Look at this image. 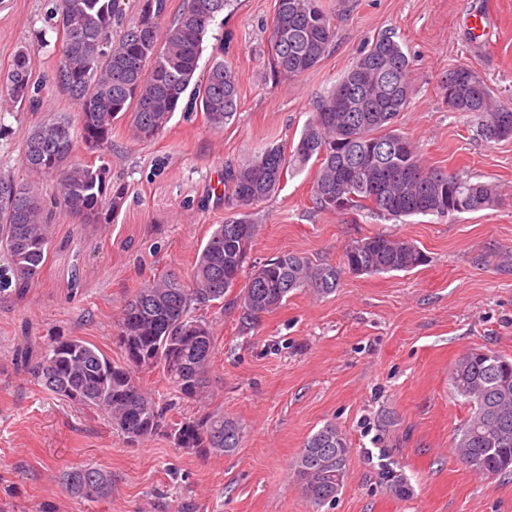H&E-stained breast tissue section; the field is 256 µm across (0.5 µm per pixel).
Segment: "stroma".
<instances>
[{"label": "stroma", "mask_w": 512, "mask_h": 512, "mask_svg": "<svg viewBox=\"0 0 512 512\" xmlns=\"http://www.w3.org/2000/svg\"><path fill=\"white\" fill-rule=\"evenodd\" d=\"M322 3L334 43L314 69L280 81L268 76L274 0L225 9L198 69L223 47L238 81L233 120L217 132L202 114L187 122L178 112L148 143L119 125L107 158L129 186L128 208L85 234L70 216L54 219L56 240L81 252V294L59 287L55 264L24 299L0 300V512H512V474L480 476L458 455L454 438L469 405L449 382L469 350L512 359V138L486 141L441 90L449 69L465 64L512 104V0ZM43 26L42 0H0V69ZM386 31L411 61L414 96L399 131L428 165L497 183L502 195L478 212L401 223L317 209L307 168L255 206L256 261L293 251L337 264L350 241L377 232L413 241L429 261L409 272L345 275L325 297L291 293L248 329L231 301L205 309L216 338L209 398L176 405L169 418L222 410L242 425L241 448L201 456L162 436L131 446L103 414L59 399L16 365L25 341L57 335L120 360L115 325L126 302L150 278L189 280L201 245L231 214L213 200L206 211L188 210L185 198L210 197L226 166L297 139L318 97ZM159 160L163 173L149 177ZM329 422L347 438V473L335 500L318 507L294 461ZM78 468L111 473V496L70 494L61 476ZM397 482L405 493L394 491Z\"/></svg>", "instance_id": "stroma-1"}]
</instances>
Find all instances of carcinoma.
<instances>
[{"label": "carcinoma", "instance_id": "1", "mask_svg": "<svg viewBox=\"0 0 512 512\" xmlns=\"http://www.w3.org/2000/svg\"><path fill=\"white\" fill-rule=\"evenodd\" d=\"M231 0H43L46 27L32 33L45 45L46 30L56 35L53 76L38 77L35 56L19 47L0 74V97L33 114L57 96L76 107L41 116L24 134L23 162L28 179L0 172V253L8 275L0 295L24 299L41 281L50 255L66 254V284L83 287L79 254L69 241L53 239L56 212L79 218L84 229L110 224L129 197V185L112 176L105 161L116 126L126 122L138 141L162 134L177 112L191 120L203 115L221 131L238 110V84L229 62L213 60L197 76L206 36ZM270 38V75L291 79L313 69L329 51L333 18L319 0H280ZM410 61L392 33L369 43L337 84L320 97L296 144L270 143L249 162L228 166L217 198L237 209L216 225L195 258L185 283L165 275L138 289L119 319L117 340L124 361L115 362L96 345L75 336L30 342L17 364L60 399L103 413L114 429L135 444L165 436L175 447L197 453L232 454L241 445L240 424L223 412L201 418L167 420L153 394L139 383L145 370L161 371L177 398L206 397L215 350L212 324L200 310L240 288L236 303L249 325L278 309L295 291L325 296L344 274L411 271L427 263L415 244L386 233L354 240L340 265L314 263L300 253L283 252L251 263L258 225L251 209L276 193L308 164L317 166L311 197L322 211L376 210L402 219L476 212L499 196V186L464 173L426 166L415 143L395 128L410 104ZM448 108L477 121L486 140L512 138V107L494 101L485 80L459 64L444 85ZM98 162L75 159L78 148ZM53 182L45 202L37 181ZM244 286H239L246 267ZM454 393L470 405L455 437L462 459L486 476L512 472V360L474 349L453 365ZM347 441L333 424L309 437L295 463L307 498L321 506L336 498L344 483ZM69 492L85 499L112 494V474L75 469L63 475Z\"/></svg>", "mask_w": 512, "mask_h": 512}]
</instances>
